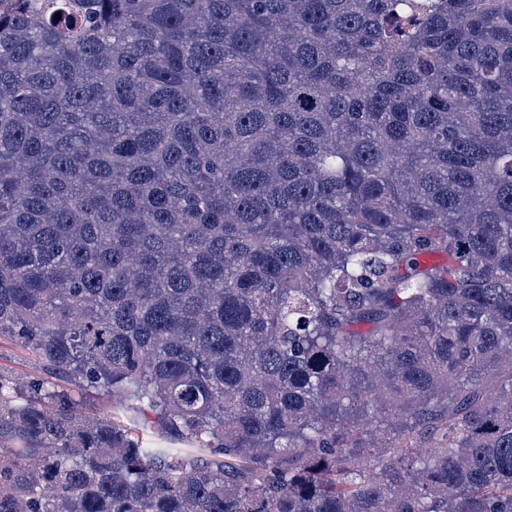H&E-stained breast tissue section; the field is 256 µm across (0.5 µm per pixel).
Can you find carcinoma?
Returning <instances> with one entry per match:
<instances>
[{
	"instance_id": "1",
	"label": "carcinoma",
	"mask_w": 512,
	"mask_h": 512,
	"mask_svg": "<svg viewBox=\"0 0 512 512\" xmlns=\"http://www.w3.org/2000/svg\"><path fill=\"white\" fill-rule=\"evenodd\" d=\"M0 3V512H512V0ZM0 371L17 377H37L72 389L65 379L52 373L30 350L16 341L0 339ZM72 394L79 402L85 415H111L117 422L132 427L147 448L162 446L164 448H177L182 451H190L188 448H197L181 440L163 436L151 422V417L148 414L144 415L125 406L113 404L112 400L97 393L75 391Z\"/></svg>"
}]
</instances>
